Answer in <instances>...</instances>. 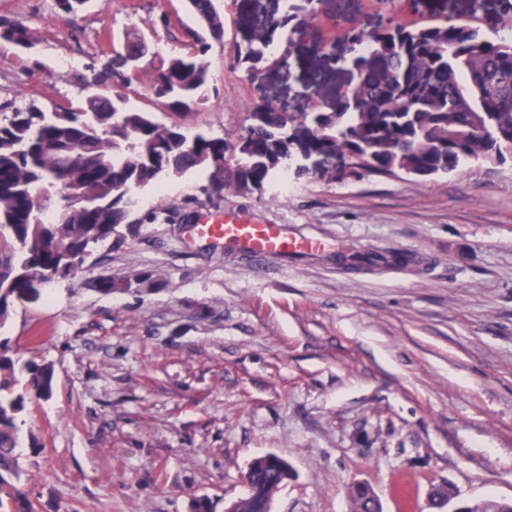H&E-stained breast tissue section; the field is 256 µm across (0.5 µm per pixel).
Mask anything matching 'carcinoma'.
<instances>
[{"mask_svg": "<svg viewBox=\"0 0 512 512\" xmlns=\"http://www.w3.org/2000/svg\"><path fill=\"white\" fill-rule=\"evenodd\" d=\"M214 38L224 19L213 0H188ZM242 40L235 63L251 68L274 58L276 30L288 24L257 10L256 0H231ZM181 52L153 68L151 84L171 111L204 99L210 45L198 33ZM0 40L26 47L27 27L0 22ZM349 79L333 104L299 117L261 102L239 137L197 134L126 107V96L93 94L85 109H17L0 123V330L36 280L50 284L75 273L90 248L112 237L137 207V192L190 171L224 173L212 190L247 193L274 185L301 151L324 156L332 178L405 174L421 179L468 162L512 157V39L490 40L480 19L401 22L380 30L342 32ZM54 389L50 365L15 356L0 335V512H36L22 487V415ZM252 478L256 499H269L292 471L266 467ZM467 512H512V500L465 503Z\"/></svg>", "mask_w": 512, "mask_h": 512, "instance_id": "1", "label": "carcinoma"}]
</instances>
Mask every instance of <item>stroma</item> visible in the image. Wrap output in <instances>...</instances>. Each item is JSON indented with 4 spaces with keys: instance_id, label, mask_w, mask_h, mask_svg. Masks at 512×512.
<instances>
[{
    "instance_id": "1",
    "label": "stroma",
    "mask_w": 512,
    "mask_h": 512,
    "mask_svg": "<svg viewBox=\"0 0 512 512\" xmlns=\"http://www.w3.org/2000/svg\"><path fill=\"white\" fill-rule=\"evenodd\" d=\"M214 3L224 36L210 42L208 92L174 112L149 74L200 30L187 0H88L71 14L56 0H0V21L30 33L26 49L0 41V120L122 90L187 136L231 141L255 103H332L345 45L317 0H288L310 54L282 40L277 64L252 69L235 64L236 17ZM507 8L414 0L407 17L477 15L489 28ZM131 32L150 47L140 82L93 86ZM142 196L51 297L16 304L4 330L54 371L52 397L24 417L38 512H191L197 497L224 512L267 453L293 470L273 512H352L357 483L384 512H436L445 487L463 502L512 499V159L433 180L292 171L280 196L218 195L189 172ZM224 212L324 247L262 260L194 235ZM145 272L153 284H136ZM100 279L121 288L96 293Z\"/></svg>"
}]
</instances>
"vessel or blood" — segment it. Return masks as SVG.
Here are the masks:
<instances>
[{
    "mask_svg": "<svg viewBox=\"0 0 512 512\" xmlns=\"http://www.w3.org/2000/svg\"><path fill=\"white\" fill-rule=\"evenodd\" d=\"M194 232L200 237L223 240L225 246L241 249L262 259L284 258L292 252L315 251L321 247L316 240L289 238L284 225L251 224L232 216L195 225Z\"/></svg>",
    "mask_w": 512,
    "mask_h": 512,
    "instance_id": "b4317fda",
    "label": "vessel or blood"
}]
</instances>
